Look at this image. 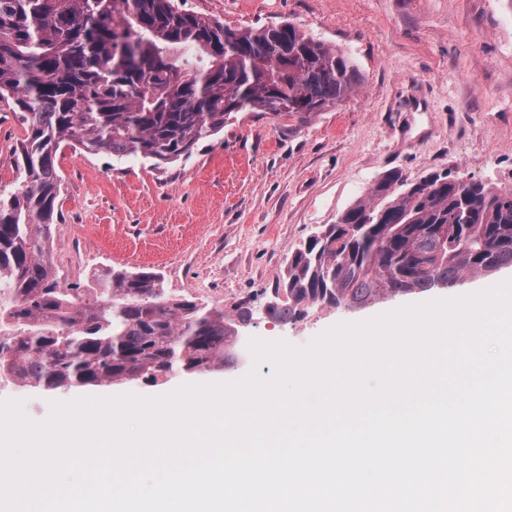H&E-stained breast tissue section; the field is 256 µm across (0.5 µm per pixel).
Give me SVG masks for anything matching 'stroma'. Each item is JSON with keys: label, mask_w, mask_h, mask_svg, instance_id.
Listing matches in <instances>:
<instances>
[{"label": "stroma", "mask_w": 512, "mask_h": 512, "mask_svg": "<svg viewBox=\"0 0 512 512\" xmlns=\"http://www.w3.org/2000/svg\"><path fill=\"white\" fill-rule=\"evenodd\" d=\"M232 27L294 24L346 55L360 80L347 98L303 116L234 114L189 158L141 159L65 150L56 167L63 220L52 262L62 285L96 286L108 269L154 271L172 297L263 305L289 256L317 229L367 198L387 171L415 181L448 170L512 187V0H182ZM512 280V267L455 286L365 308L313 309L288 325L262 318L249 339L308 347L342 323L472 295ZM271 361L101 387L45 391L0 385L46 421L56 402L161 397L185 385L227 383Z\"/></svg>", "instance_id": "1"}]
</instances>
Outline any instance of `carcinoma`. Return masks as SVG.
I'll list each match as a JSON object with an SVG mask.
<instances>
[{
	"mask_svg": "<svg viewBox=\"0 0 512 512\" xmlns=\"http://www.w3.org/2000/svg\"><path fill=\"white\" fill-rule=\"evenodd\" d=\"M358 82L348 57L291 23L231 29L176 0H0V102L24 136L20 181L0 190V382L46 390L195 373L238 359L255 310L169 298L155 272L110 271L95 305L60 286L51 261L73 147L174 162L236 112L302 115ZM512 266V190L451 173L386 172L290 258L266 318L366 307Z\"/></svg>",
	"mask_w": 512,
	"mask_h": 512,
	"instance_id": "1",
	"label": "carcinoma"
}]
</instances>
